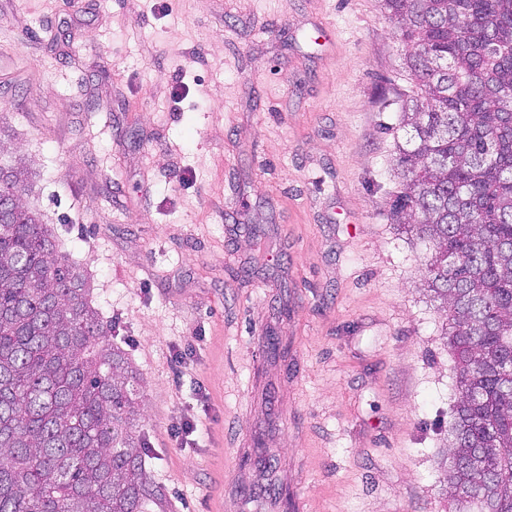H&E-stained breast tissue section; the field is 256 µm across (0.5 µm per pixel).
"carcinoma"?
<instances>
[{
    "label": "carcinoma",
    "mask_w": 512,
    "mask_h": 512,
    "mask_svg": "<svg viewBox=\"0 0 512 512\" xmlns=\"http://www.w3.org/2000/svg\"><path fill=\"white\" fill-rule=\"evenodd\" d=\"M383 2L415 82L389 213L428 246L459 393L450 496L512 512V0ZM30 191L0 145V512H164L136 375Z\"/></svg>",
    "instance_id": "cac0c4a2"
}]
</instances>
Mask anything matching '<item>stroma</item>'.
<instances>
[{
	"label": "stroma",
	"mask_w": 512,
	"mask_h": 512,
	"mask_svg": "<svg viewBox=\"0 0 512 512\" xmlns=\"http://www.w3.org/2000/svg\"><path fill=\"white\" fill-rule=\"evenodd\" d=\"M405 52L381 0H0V140L140 380L168 512H283L280 483L452 512L453 361L388 214Z\"/></svg>",
	"instance_id": "35a3bbf8"
}]
</instances>
